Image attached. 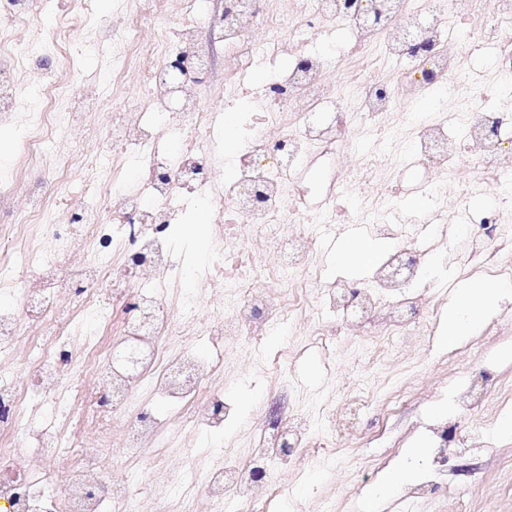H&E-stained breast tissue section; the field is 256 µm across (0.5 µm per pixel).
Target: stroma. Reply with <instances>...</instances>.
Segmentation results:
<instances>
[{
    "label": "stroma",
    "mask_w": 512,
    "mask_h": 512,
    "mask_svg": "<svg viewBox=\"0 0 512 512\" xmlns=\"http://www.w3.org/2000/svg\"><path fill=\"white\" fill-rule=\"evenodd\" d=\"M461 255L454 231L428 254L439 266L423 285L437 288L442 307L453 302L455 283L469 276V267L458 262ZM443 328V316H436L400 349L392 348L385 336H343L336 341L335 359L329 360L312 344L313 323L304 320L294 327L293 357L283 374L291 378L303 411L322 399L342 401L359 385L377 393L399 385L408 397L394 411L380 403L367 409L352 437L337 439L334 462L301 473L281 466L284 507L301 501L310 507L329 504L333 512H366L365 491L414 450L421 461L416 480L429 483V493L417 501L394 494L379 512H512V434L498 428L500 420L512 418V400L503 403L495 397L483 410L469 413L455 398L468 384L486 386L495 394L512 390V294L502 296L457 347L442 346ZM224 383L235 414L223 433L209 441L229 445L230 458L244 459L251 443L243 424L258 407H272L276 393L272 381L257 375L251 360L232 349L224 352ZM435 421L455 429L447 447H436L426 430Z\"/></svg>",
    "instance_id": "35a3bbf8"
}]
</instances>
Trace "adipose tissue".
<instances>
[{"mask_svg":"<svg viewBox=\"0 0 512 512\" xmlns=\"http://www.w3.org/2000/svg\"><path fill=\"white\" fill-rule=\"evenodd\" d=\"M512 290V285L502 282L472 281L460 286L448 322L443 330L444 345H454L480 323L494 306L497 298Z\"/></svg>","mask_w":512,"mask_h":512,"instance_id":"1","label":"adipose tissue"}]
</instances>
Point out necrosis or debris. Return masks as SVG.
I'll return each mask as SVG.
<instances>
[{"label":"necrosis or debris","mask_w":512,"mask_h":512,"mask_svg":"<svg viewBox=\"0 0 512 512\" xmlns=\"http://www.w3.org/2000/svg\"><path fill=\"white\" fill-rule=\"evenodd\" d=\"M58 0H0V126H23L19 169L0 177V512H251L280 493L284 446L303 465L327 463L338 430L369 407L348 397L325 428L294 407L261 415L258 448L241 462L203 447L224 431L225 344L266 364L265 337L292 316L331 319L315 344L375 331L409 342L436 295L412 291L433 242L460 225L470 264L512 271V0H466L426 11L401 0H117L110 24L73 0L67 24L86 27L81 56L112 60L121 80L140 62L139 102L117 103L92 141L100 83L63 112L50 58L64 27L40 20ZM224 58V100L245 103L240 149L224 156V115L204 109L202 80ZM483 59L473 68L474 59ZM176 78H166L172 60ZM269 74L255 84L252 71ZM432 99L434 114L413 107ZM70 141L47 156V142ZM468 157L477 169L460 176ZM232 164L233 180L224 166ZM135 177H128V166ZM417 173L409 184L396 167ZM413 194L418 212L400 206ZM477 195L495 197L489 211ZM213 216L200 263L173 233L198 207ZM364 224L389 239L369 282L325 277L320 229ZM266 262L256 263V254ZM138 353L140 366L122 363ZM122 445L149 480L112 467ZM176 448L168 469L161 448ZM74 458L76 470L50 465ZM182 490L159 498L152 481ZM59 487L45 491L46 482Z\"/></svg>","instance_id":"obj_1"}]
</instances>
